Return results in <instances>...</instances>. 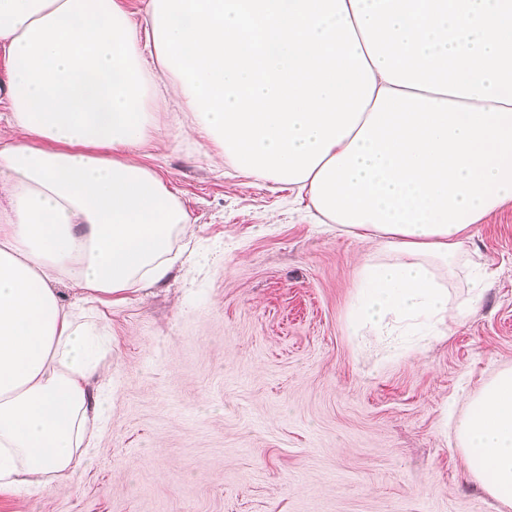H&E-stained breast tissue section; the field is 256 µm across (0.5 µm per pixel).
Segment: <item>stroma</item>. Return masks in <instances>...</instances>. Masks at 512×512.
Segmentation results:
<instances>
[{"instance_id": "obj_1", "label": "stroma", "mask_w": 512, "mask_h": 512, "mask_svg": "<svg viewBox=\"0 0 512 512\" xmlns=\"http://www.w3.org/2000/svg\"><path fill=\"white\" fill-rule=\"evenodd\" d=\"M157 97L131 153L186 209L194 249L110 317L112 408L72 485L0 512H503L446 426L512 367V205L467 241L485 290L445 336L386 359L349 336L363 251L306 194L214 165Z\"/></svg>"}]
</instances>
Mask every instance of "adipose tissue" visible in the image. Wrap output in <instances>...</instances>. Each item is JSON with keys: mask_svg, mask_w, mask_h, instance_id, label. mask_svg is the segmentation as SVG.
I'll use <instances>...</instances> for the list:
<instances>
[{"mask_svg": "<svg viewBox=\"0 0 512 512\" xmlns=\"http://www.w3.org/2000/svg\"><path fill=\"white\" fill-rule=\"evenodd\" d=\"M0 491L73 479L110 402L84 312L167 279L179 198L129 156L165 88L216 162L368 244L347 329L388 355L462 319L448 273L512 203V0H0ZM70 283L78 293L64 302ZM512 512V367L452 423Z\"/></svg>", "mask_w": 512, "mask_h": 512, "instance_id": "obj_1", "label": "adipose tissue"}]
</instances>
